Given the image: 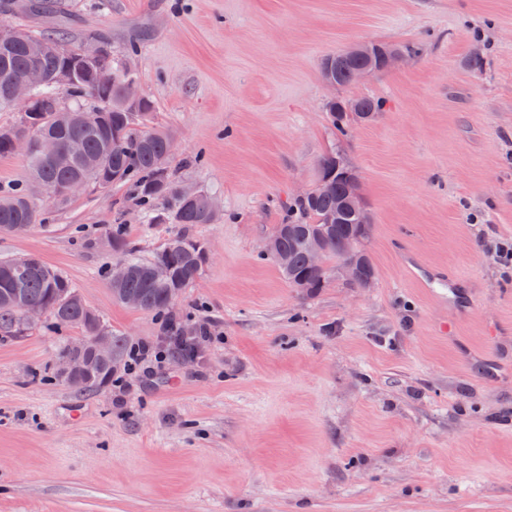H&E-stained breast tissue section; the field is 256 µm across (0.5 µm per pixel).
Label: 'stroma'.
<instances>
[{"instance_id": "35a3bbf8", "label": "stroma", "mask_w": 512, "mask_h": 512, "mask_svg": "<svg viewBox=\"0 0 512 512\" xmlns=\"http://www.w3.org/2000/svg\"><path fill=\"white\" fill-rule=\"evenodd\" d=\"M25 3L8 16L25 30L116 51L145 33L131 65L156 110L133 126L167 128L171 169L223 202L194 232L212 256L178 310L219 341L139 366L120 401L58 375L79 329L1 337L0 512H512V267L492 246L512 240V0ZM358 42L420 51L328 87L323 58ZM361 96L386 106L337 139L328 102ZM338 147L376 282L303 292L265 247ZM118 221L145 256L182 233L116 186L0 232V255L61 270L134 345L161 317L112 298Z\"/></svg>"}]
</instances>
